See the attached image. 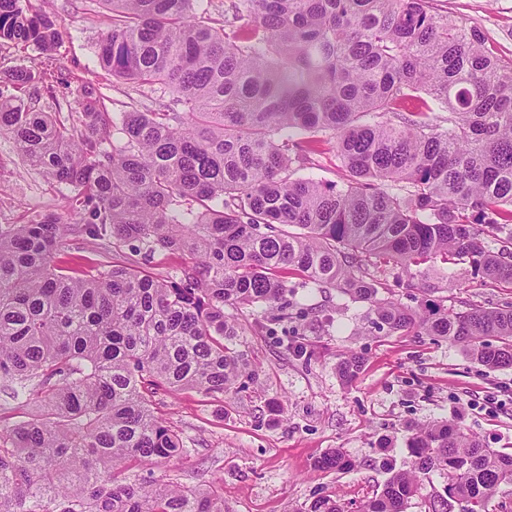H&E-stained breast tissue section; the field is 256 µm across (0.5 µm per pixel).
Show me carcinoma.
Segmentation results:
<instances>
[{
  "label": "carcinoma",
  "instance_id": "cac0c4a2",
  "mask_svg": "<svg viewBox=\"0 0 512 512\" xmlns=\"http://www.w3.org/2000/svg\"><path fill=\"white\" fill-rule=\"evenodd\" d=\"M99 2L112 10L101 68L172 96L111 112L81 82L67 125L22 98L55 97L66 68L10 74L0 133L71 189L63 199L84 222L0 226V382L33 403L0 432V512H224L212 488L120 469L185 453L155 412L157 387L219 397L259 384L225 308L263 309L260 326L288 318L290 274L368 304L380 332L512 367V303L420 311L381 297L375 271L465 264L512 285V67L480 29L431 0H229L222 20L205 0ZM59 36L53 17L0 0V41L51 53ZM325 142L340 185L297 176ZM69 231L145 257L180 252L181 277L126 265L70 275L56 260ZM363 368L350 354L336 374L350 384ZM407 451L361 512H406L433 470L446 487L428 512H489L512 483V452L452 423L417 427ZM316 467L353 463L331 449ZM307 512L345 509L320 496Z\"/></svg>",
  "mask_w": 512,
  "mask_h": 512
}]
</instances>
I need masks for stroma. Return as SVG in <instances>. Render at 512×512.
I'll return each mask as SVG.
<instances>
[{"instance_id": "1", "label": "stroma", "mask_w": 512, "mask_h": 512, "mask_svg": "<svg viewBox=\"0 0 512 512\" xmlns=\"http://www.w3.org/2000/svg\"><path fill=\"white\" fill-rule=\"evenodd\" d=\"M30 12L54 13L61 36L55 54L75 79L98 84L110 111L129 110L147 95L132 82L108 75L98 63L112 13L100 0H28ZM438 9L478 27L503 65L512 64V0H435ZM53 213L81 223L58 185L22 159L14 140L0 134V225L25 224ZM127 248L69 235L58 256L70 273L106 270L132 262ZM382 294L419 308L438 304L460 310L512 302V288H496L463 266L443 265L428 284L390 266L380 276ZM291 294L289 320L272 331H247L242 347L260 373L259 386L212 399L185 390L158 391L155 408L179 435L185 453L157 475L186 486L211 485L224 512H306L317 496L346 503L349 512L379 492L388 478L383 460L403 465L413 429L455 422L488 447L512 448V367L486 370L458 346L414 332H371L367 306L336 288ZM364 357L362 374L345 385L336 363L348 353ZM388 444L381 453L380 444ZM337 448L353 461L346 473L314 462Z\"/></svg>"}]
</instances>
